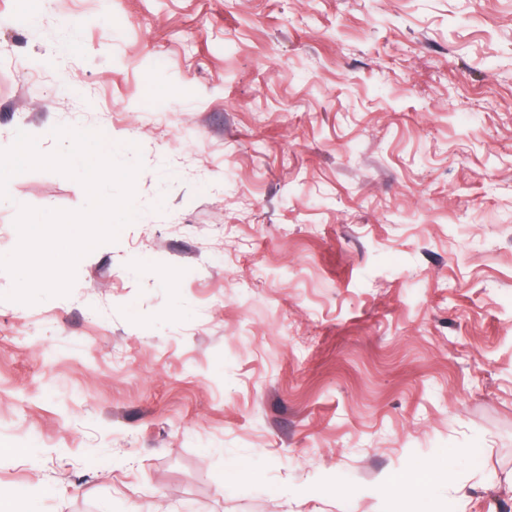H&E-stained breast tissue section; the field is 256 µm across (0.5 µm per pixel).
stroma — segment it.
Returning <instances> with one entry per match:
<instances>
[{"mask_svg": "<svg viewBox=\"0 0 512 512\" xmlns=\"http://www.w3.org/2000/svg\"><path fill=\"white\" fill-rule=\"evenodd\" d=\"M57 126L138 221L68 295L0 269L16 512H512V0H0V150ZM8 193L0 256L86 201Z\"/></svg>", "mask_w": 512, "mask_h": 512, "instance_id": "35a3bbf8", "label": "stroma"}]
</instances>
